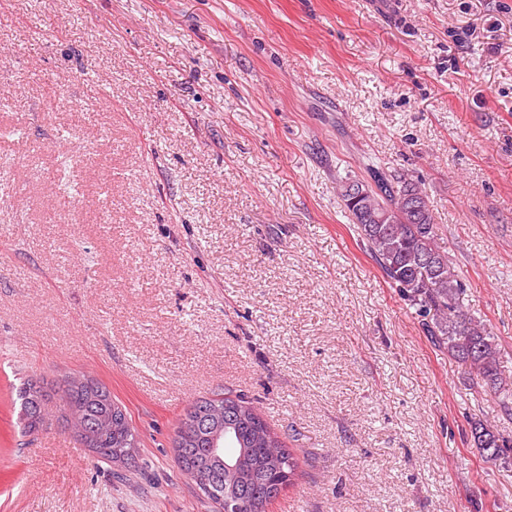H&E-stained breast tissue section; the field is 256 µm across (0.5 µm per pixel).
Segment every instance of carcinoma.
I'll use <instances>...</instances> for the list:
<instances>
[{
  "label": "carcinoma",
  "mask_w": 512,
  "mask_h": 512,
  "mask_svg": "<svg viewBox=\"0 0 512 512\" xmlns=\"http://www.w3.org/2000/svg\"><path fill=\"white\" fill-rule=\"evenodd\" d=\"M347 182L360 185L364 199L355 201L342 192L344 209L357 224L383 276L417 312L432 315L422 326L434 344L469 366L477 385L501 393L497 344L491 332L460 305L465 284L448 253L436 243L433 214L420 187L375 166L368 168V179L349 178ZM19 399L24 428L33 431L44 422L51 395L30 381L20 388ZM61 400L82 430L79 438L84 447L96 455L113 461L117 450L138 447V434L126 410L103 384L86 380L75 385L66 380ZM217 416L223 419L224 447L246 449L243 463L233 470L209 453L211 418ZM103 418L112 420L107 432L95 429ZM472 437L490 458L508 451L481 423L473 424ZM175 448L181 470L221 512H265L261 506L270 503L282 487L292 485L299 468L291 450L242 397L197 400L180 421Z\"/></svg>",
  "instance_id": "obj_1"
}]
</instances>
